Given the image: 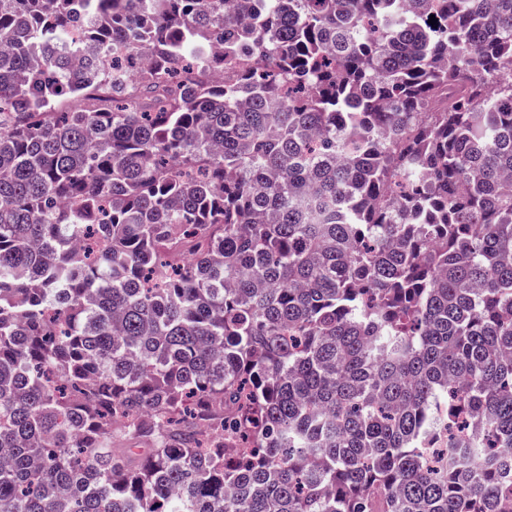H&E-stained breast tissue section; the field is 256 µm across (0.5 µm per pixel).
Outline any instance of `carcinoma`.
<instances>
[{
    "mask_svg": "<svg viewBox=\"0 0 512 512\" xmlns=\"http://www.w3.org/2000/svg\"><path fill=\"white\" fill-rule=\"evenodd\" d=\"M511 181L512 0H0V512H503Z\"/></svg>",
    "mask_w": 512,
    "mask_h": 512,
    "instance_id": "cac0c4a2",
    "label": "carcinoma"
}]
</instances>
